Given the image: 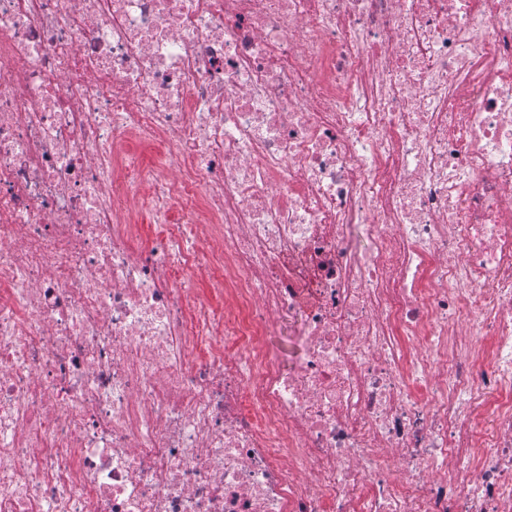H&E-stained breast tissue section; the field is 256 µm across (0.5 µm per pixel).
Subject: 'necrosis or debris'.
I'll list each match as a JSON object with an SVG mask.
<instances>
[{
  "label": "necrosis or debris",
  "instance_id": "1",
  "mask_svg": "<svg viewBox=\"0 0 512 512\" xmlns=\"http://www.w3.org/2000/svg\"><path fill=\"white\" fill-rule=\"evenodd\" d=\"M0 512H512V0H0Z\"/></svg>",
  "mask_w": 512,
  "mask_h": 512
}]
</instances>
